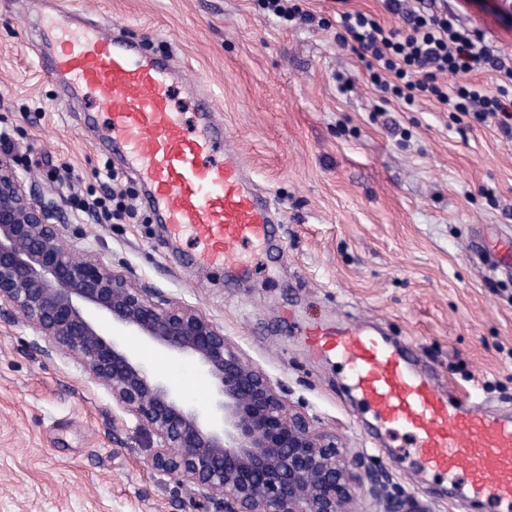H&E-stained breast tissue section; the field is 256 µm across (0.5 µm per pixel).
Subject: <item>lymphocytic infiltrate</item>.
Masks as SVG:
<instances>
[{
	"mask_svg": "<svg viewBox=\"0 0 512 512\" xmlns=\"http://www.w3.org/2000/svg\"><path fill=\"white\" fill-rule=\"evenodd\" d=\"M384 4L390 13L404 18L406 30L385 27L361 11H344L339 37L364 62L371 84L384 100L410 107L418 99H434L449 111L481 121L493 117L501 128L512 129V65L495 54L481 30L453 13L414 10L405 0H384ZM483 69L496 72L495 93L475 82L450 89L441 81L447 74L467 76Z\"/></svg>",
	"mask_w": 512,
	"mask_h": 512,
	"instance_id": "obj_1",
	"label": "lymphocytic infiltrate"
}]
</instances>
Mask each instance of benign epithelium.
Instances as JSON below:
<instances>
[{
    "instance_id": "7a95c632",
    "label": "benign epithelium",
    "mask_w": 512,
    "mask_h": 512,
    "mask_svg": "<svg viewBox=\"0 0 512 512\" xmlns=\"http://www.w3.org/2000/svg\"><path fill=\"white\" fill-rule=\"evenodd\" d=\"M57 213L0 160V316L21 314L48 341V357L82 356L112 401L156 433L153 467L192 483L200 512L211 504L224 512H344L356 475L336 445L287 407L209 320L75 257ZM125 333L193 361L213 382L209 407L190 405L154 375L125 346Z\"/></svg>"
}]
</instances>
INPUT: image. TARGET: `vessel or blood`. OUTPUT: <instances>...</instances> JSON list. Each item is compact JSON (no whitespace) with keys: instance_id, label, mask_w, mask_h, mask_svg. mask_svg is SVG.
I'll return each instance as SVG.
<instances>
[{"instance_id":"b4317fda","label":"vessel or blood","mask_w":512,"mask_h":512,"mask_svg":"<svg viewBox=\"0 0 512 512\" xmlns=\"http://www.w3.org/2000/svg\"><path fill=\"white\" fill-rule=\"evenodd\" d=\"M37 39L53 42L50 70L67 94L94 97L105 141L136 173L159 223L195 241L188 264L233 272L248 246L271 239L270 199L225 142L213 101L201 102L191 129L174 111L179 71L172 57L63 12ZM308 342L313 353L346 368L361 401L385 429L402 432L423 472L454 482L467 502L512 512V415L475 411L418 370L409 346L368 326L316 327Z\"/></svg>"}]
</instances>
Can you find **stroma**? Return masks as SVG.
Returning <instances> with one entry per match:
<instances>
[{"instance_id":"35a3bbf8","label":"stroma","mask_w":512,"mask_h":512,"mask_svg":"<svg viewBox=\"0 0 512 512\" xmlns=\"http://www.w3.org/2000/svg\"><path fill=\"white\" fill-rule=\"evenodd\" d=\"M67 9L173 54L211 90L225 134L274 199L271 245L251 274L187 266L188 244L140 203L141 186L84 119L90 97L65 99L48 72L37 0H0V159L28 191L54 200L80 257L188 307L223 331L347 463L364 459L350 512H459L396 434L379 430L335 359L313 356L308 329L360 321L409 341L416 365L475 408L512 413V272L487 248L512 237V133L495 119L455 121L437 101L381 104L364 64L336 38L341 10L404 29L382 0H306L309 24H282L259 0H63ZM452 11L512 57L511 5L424 0ZM355 88L341 91L340 77ZM121 176L112 182L111 173ZM124 194L102 215L95 201ZM24 322L0 321V512H196L193 485L156 471L152 431L118 409L75 356L44 357ZM153 373L197 406L213 384L161 352Z\"/></svg>"}]
</instances>
